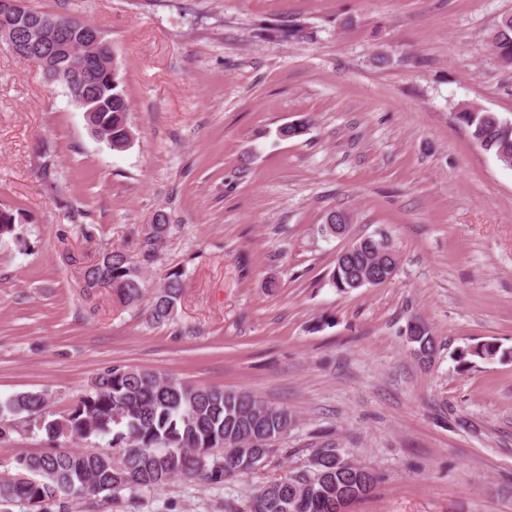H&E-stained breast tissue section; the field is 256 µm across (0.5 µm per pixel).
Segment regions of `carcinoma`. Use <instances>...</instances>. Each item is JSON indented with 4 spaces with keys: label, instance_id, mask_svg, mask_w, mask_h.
Here are the masks:
<instances>
[{
    "label": "carcinoma",
    "instance_id": "cac0c4a2",
    "mask_svg": "<svg viewBox=\"0 0 512 512\" xmlns=\"http://www.w3.org/2000/svg\"><path fill=\"white\" fill-rule=\"evenodd\" d=\"M39 16L38 25L22 37L34 46L36 59L50 67L51 83L61 85L75 106L83 99L92 101L94 111L88 113L87 122L93 135L111 151L125 150L130 145V103L118 62L109 69L101 57L100 45L107 42L104 32L64 13L41 11ZM63 32L70 34L66 53L56 51ZM489 47L501 63L512 65V15L497 23ZM456 116L483 150L512 168V120L471 105L462 106ZM21 217L17 208L0 207V239L14 234ZM169 230L162 215L138 234L134 254L114 250L102 254L84 271L86 290L109 288L120 304L138 306L146 295L143 265L155 258ZM385 242L382 253L376 241L361 238L349 255L336 259L332 278L336 290L349 293L364 287L362 280L372 274H390L399 259L390 239ZM182 288V273L168 274L150 298L148 320L162 323L174 318ZM497 356L504 359L506 352L493 342L457 352L464 362ZM48 406L46 393L26 392L10 398L0 410L25 418L51 438H105L106 448H52L18 458L14 471L0 475V512H9L16 504L25 505L28 512H47L49 504L66 512L69 497L114 498L124 490L154 489L177 477L217 484L252 471L249 466L241 468L242 451L256 447L264 435L274 439L287 434L295 422L288 409L250 393L118 367L96 377L66 415L49 421ZM334 451L328 445L317 448L306 468L260 486L249 496L247 512H336L338 497L352 503L368 496L379 475L367 466L336 465Z\"/></svg>",
    "mask_w": 512,
    "mask_h": 512
}]
</instances>
